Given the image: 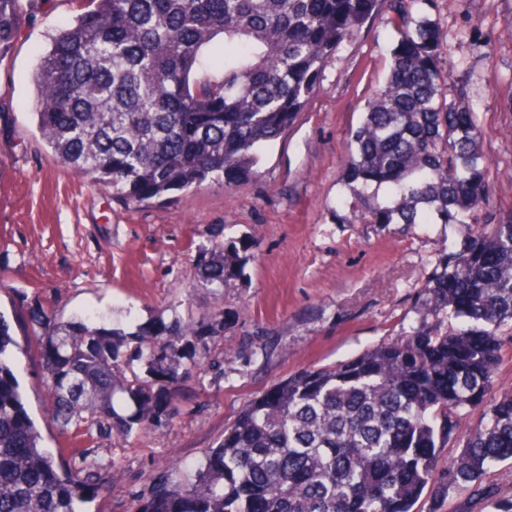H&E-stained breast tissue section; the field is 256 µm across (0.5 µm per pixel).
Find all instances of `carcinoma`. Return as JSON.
<instances>
[{
	"label": "carcinoma",
	"instance_id": "obj_1",
	"mask_svg": "<svg viewBox=\"0 0 512 512\" xmlns=\"http://www.w3.org/2000/svg\"><path fill=\"white\" fill-rule=\"evenodd\" d=\"M34 71L38 129L70 171L129 206L210 177L253 173L294 123L324 67L380 12L398 38L389 73L350 132L347 185L362 224L469 217L478 230L443 253L417 324L332 367H311L243 406L192 477L136 512H512L484 483L512 462V390L488 401L512 327V215L490 198L475 113L448 101L436 23L419 0H85ZM39 0H0V60ZM385 195L368 194L370 185ZM202 283L245 275L236 241L217 244ZM57 429L126 439L169 415L168 390L211 328L193 319L128 333L29 311ZM15 341L0 313V512H81L102 469L86 449L55 458L26 410ZM483 407L477 425L461 420ZM461 447L448 459L440 449Z\"/></svg>",
	"mask_w": 512,
	"mask_h": 512
}]
</instances>
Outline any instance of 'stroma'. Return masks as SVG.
Masks as SVG:
<instances>
[{"instance_id":"35a3bbf8","label":"stroma","mask_w":512,"mask_h":512,"mask_svg":"<svg viewBox=\"0 0 512 512\" xmlns=\"http://www.w3.org/2000/svg\"><path fill=\"white\" fill-rule=\"evenodd\" d=\"M79 0H41L0 61V310L21 344L15 372L44 444L68 457L77 444L41 416L45 375L29 324L40 305L63 321L108 327L194 318L216 333L199 351L201 375L171 389V418L92 450L111 469L95 475L89 512H135L172 477L190 474L249 400L289 375L332 366L396 338L418 319L416 303L445 247L471 224H358L345 183L349 132L382 83L396 42L380 16L324 68L320 89L264 153L256 173L168 194L132 209L111 189L63 168L35 127L33 72L48 36L71 23ZM437 23L457 83L481 129L492 186L488 212L512 213V0H422ZM246 244L244 280L223 292L201 286L212 245Z\"/></svg>"}]
</instances>
